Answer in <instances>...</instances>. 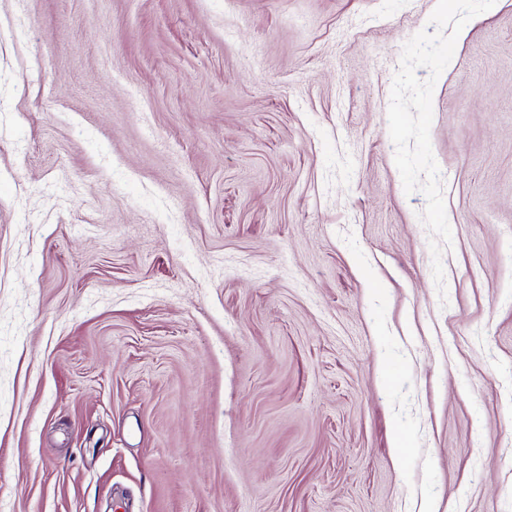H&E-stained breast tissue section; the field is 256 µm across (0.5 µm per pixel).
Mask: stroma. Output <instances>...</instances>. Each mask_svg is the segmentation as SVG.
<instances>
[{
	"instance_id": "1",
	"label": "stroma",
	"mask_w": 512,
	"mask_h": 512,
	"mask_svg": "<svg viewBox=\"0 0 512 512\" xmlns=\"http://www.w3.org/2000/svg\"><path fill=\"white\" fill-rule=\"evenodd\" d=\"M425 498L512 512V0H0L7 512Z\"/></svg>"
}]
</instances>
